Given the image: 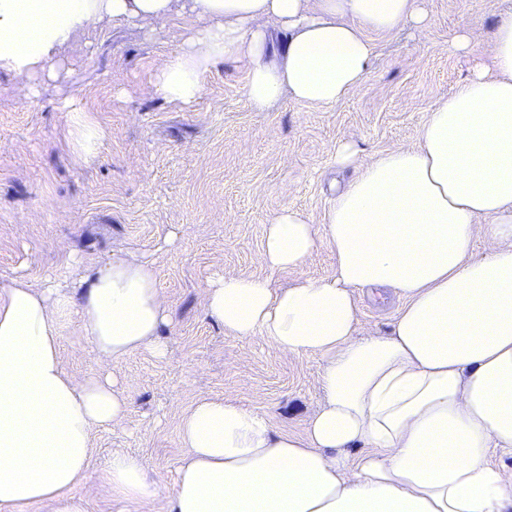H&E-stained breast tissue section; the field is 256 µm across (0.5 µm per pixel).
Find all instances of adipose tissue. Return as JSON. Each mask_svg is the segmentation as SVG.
<instances>
[{
    "mask_svg": "<svg viewBox=\"0 0 512 512\" xmlns=\"http://www.w3.org/2000/svg\"><path fill=\"white\" fill-rule=\"evenodd\" d=\"M195 24L155 72L152 91L189 106L220 63H245L256 111L282 97L330 106L365 80L372 34L427 28L424 0H0V72L45 71L57 49L109 19ZM471 55L468 79L427 114L418 146L360 162L323 226L283 208L260 253L295 270L320 248L336 258L322 277L282 288L217 273L205 317L234 338L263 337L291 356L324 361L323 401L301 434L221 397L198 399L179 421L183 457L174 490L158 497L143 461L113 454L116 501L157 512H512V472L491 451H512V15L488 38L450 36ZM77 160L97 156L104 130L73 102ZM491 249L472 258L476 239ZM392 290L401 302L389 333H359L356 290ZM76 317L99 360L145 349L171 314L154 262L113 253L67 287L24 281L0 297V512H84L72 490L90 465L91 431L123 422L131 398L118 378L81 380L60 357V323Z\"/></svg>",
    "mask_w": 512,
    "mask_h": 512,
    "instance_id": "1",
    "label": "adipose tissue"
}]
</instances>
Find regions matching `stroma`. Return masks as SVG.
<instances>
[{"label": "stroma", "mask_w": 512, "mask_h": 512, "mask_svg": "<svg viewBox=\"0 0 512 512\" xmlns=\"http://www.w3.org/2000/svg\"><path fill=\"white\" fill-rule=\"evenodd\" d=\"M429 28L373 35L365 81L330 107L284 98L253 110L241 64L207 73L189 108L150 93L156 69L176 50L190 15L165 27L104 22L60 49L57 79L38 77L39 93L22 99V77L0 73V288L22 279L64 284L113 253L154 261L172 321L162 331L166 358L132 352L102 364L75 319L60 324V354L77 379L108 370L133 404L123 425L91 432L92 457L73 494L86 512H118L104 469L115 451L140 456L160 496L173 490L183 455L178 421L194 401L224 397L270 415L283 431L302 433L322 393L324 362L291 357L262 336L240 341L204 317L203 289L217 273L268 278L281 287L332 271L319 249L299 269L272 271L259 259L264 227L282 208L324 224L337 169L334 148L354 144L359 160L414 147L430 106L470 74L472 60L453 50L466 25L487 33L512 0H425ZM104 128L92 161L76 162L63 100ZM361 332L387 333L400 303L393 294L356 292Z\"/></svg>", "instance_id": "obj_1"}]
</instances>
